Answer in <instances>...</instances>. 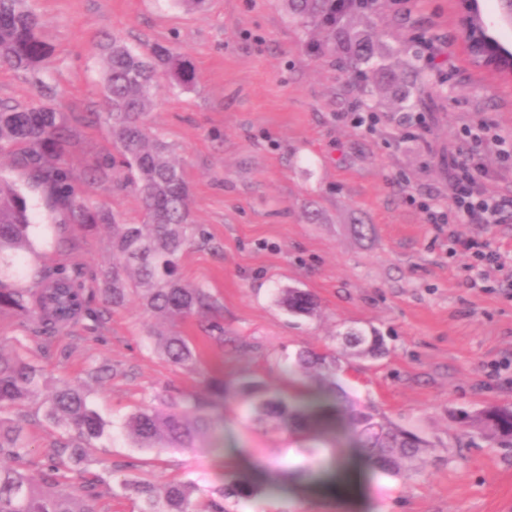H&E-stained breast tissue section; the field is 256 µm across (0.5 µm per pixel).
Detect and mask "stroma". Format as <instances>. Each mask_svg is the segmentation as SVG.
Segmentation results:
<instances>
[{"instance_id":"obj_1","label":"stroma","mask_w":512,"mask_h":512,"mask_svg":"<svg viewBox=\"0 0 512 512\" xmlns=\"http://www.w3.org/2000/svg\"><path fill=\"white\" fill-rule=\"evenodd\" d=\"M43 20L53 63L45 79L57 110L104 106L96 46L117 35L140 50L161 44L193 63L190 90L162 86L150 115L184 168L189 207L204 240L187 249L180 274L209 290L224 340L209 339L203 319L178 328L201 358L191 368L167 363L148 344L156 329L138 299L96 322L72 324L47 341L25 320L0 314V345L43 366L49 378L81 377L107 362L111 378L88 385L107 422L122 419L158 394L189 400L224 379V422L217 440L188 450L149 451L120 434L103 440L81 465L96 485L99 512H138L117 493L121 480L157 483L185 477L204 487L244 473L260 487L227 512H345L330 488L303 493L294 470L327 473L337 449L349 447L342 423L318 438L254 421L242 379L297 400L300 376L286 373L302 350L335 351L349 397L412 428L434 449L423 471L403 479L366 473L362 512H512V448L463 433L462 411L512 404V211L501 224H431L426 207L447 210L451 160L463 125L484 129L481 162L489 194L512 199V84L497 83L469 62L454 0H382L371 12L374 33L398 53L419 52L440 109L394 112L383 92L366 106L358 81L334 57L312 53L282 0H206L203 10L173 0H28ZM0 102L29 107L40 98L29 78L0 66ZM68 162L75 187L123 220L142 219L133 191L92 181L86 171L115 155L105 124L78 125ZM0 175L27 186L46 263L80 267L101 307L96 274L112 259V232L85 231L26 174L0 162ZM367 235L355 233L358 223ZM489 241L498 266L462 250L456 237ZM315 296L317 317L291 316L280 289ZM376 328L388 352L351 355L341 336ZM21 422L28 459L40 467L60 431L41 400L0 416Z\"/></svg>"}]
</instances>
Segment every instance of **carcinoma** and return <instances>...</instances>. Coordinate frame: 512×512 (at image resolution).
<instances>
[{
	"mask_svg": "<svg viewBox=\"0 0 512 512\" xmlns=\"http://www.w3.org/2000/svg\"><path fill=\"white\" fill-rule=\"evenodd\" d=\"M27 0H0V65L28 74L38 95L49 99L55 88L46 82L52 48L42 37L41 18L26 7ZM289 15L313 33L314 50L337 56L339 65L360 76L364 87L386 73L396 84L395 106L407 112L428 108L436 94L426 81L415 53L399 58L395 66L386 45L363 36L357 29L367 19L363 0H286ZM103 61L105 111L65 114L40 105L18 108L0 104V158L9 151L12 166L22 169L29 183L47 191L52 203L67 213L70 222L84 227L105 225L112 229V265L98 272L106 305L118 309L130 295L139 299L146 313L167 321H183L212 311L217 303L202 286L182 282L179 260L197 228L189 222V188L182 166L173 159L170 145L149 131L148 119L155 107L160 77L183 90L196 83L193 65L180 52L163 45L143 50L129 48L114 36L98 45ZM98 119L109 128L117 155L95 163L89 175L108 180L125 172V182L136 192L144 215L140 224L127 223L78 193L64 156L72 146L73 128ZM32 206L25 191L0 177V313L23 315L33 332L51 338L87 315L101 317L88 307V289L78 275L65 267L42 264L28 282L13 277L16 259L36 252ZM279 302L292 315L318 314L315 298L298 288L281 291ZM156 353L167 362L189 367L198 353L189 337L179 331L151 337ZM357 354L378 357L386 353L378 331L360 332ZM288 370L301 373L314 388L318 401L293 404L277 394L268 395L249 382L244 393L255 419L277 422L310 434L336 421V408L345 404V431L375 469L391 478L419 473L431 444L414 430L402 427L376 409L358 408L348 402L338 380L336 353L300 351ZM45 382L44 370L0 347V412L23 405ZM87 382L61 380L44 404L46 418L63 430L49 450L45 468H24L28 443L20 425L0 422V512H98L96 494L81 481L79 465L97 451L96 441L107 423L90 407ZM164 409L145 404L121 423L124 437L136 448L189 449L211 437L223 421L224 382L211 398L181 406L157 397ZM466 431L505 447H512V407L489 405L457 420ZM123 489L140 502L139 512H226L228 498L250 500L258 487L246 475L204 488L198 482L154 483L125 481Z\"/></svg>",
	"mask_w": 512,
	"mask_h": 512,
	"instance_id": "cac0c4a2",
	"label": "carcinoma"
}]
</instances>
